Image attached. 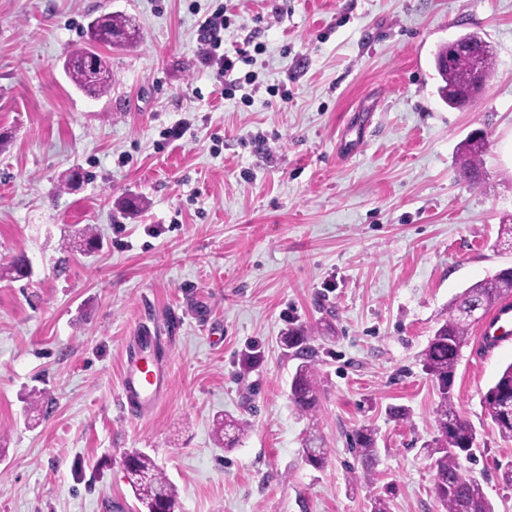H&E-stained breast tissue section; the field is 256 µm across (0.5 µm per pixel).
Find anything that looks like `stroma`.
I'll return each instance as SVG.
<instances>
[{
	"label": "stroma",
	"mask_w": 512,
	"mask_h": 512,
	"mask_svg": "<svg viewBox=\"0 0 512 512\" xmlns=\"http://www.w3.org/2000/svg\"><path fill=\"white\" fill-rule=\"evenodd\" d=\"M219 6L225 53L254 58L232 94L198 50ZM104 14L139 38L104 48L112 84L93 97L64 62ZM470 32L494 69L453 109L434 56ZM477 130L474 184L458 147ZM511 143L512 0H0V512H138L135 449L178 512H371L377 498L444 512L420 355L456 295L512 265L495 246L512 224ZM75 168L84 181L65 189ZM85 227L99 246L71 250ZM145 326L170 387L128 416L120 374ZM291 329L318 352L310 415L290 399ZM478 332L453 385L479 442L462 467L512 512V438L481 406L512 344L478 350ZM225 414L245 425L232 448L213 433ZM362 427L378 450L367 480ZM352 443L354 444V450L358 453V456L361 457L366 466V472L363 474L365 478L370 471L369 466L375 461L376 448L374 436L369 428L363 427L355 431Z\"/></svg>",
	"instance_id": "obj_1"
}]
</instances>
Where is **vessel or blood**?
<instances>
[{
    "label": "vessel or blood",
    "instance_id": "obj_1",
    "mask_svg": "<svg viewBox=\"0 0 512 512\" xmlns=\"http://www.w3.org/2000/svg\"><path fill=\"white\" fill-rule=\"evenodd\" d=\"M480 340L505 343L512 339V300L499 304L479 331ZM158 338L143 331L128 351L123 365L120 399L128 413L153 409L165 397L169 387V370L155 353Z\"/></svg>",
    "mask_w": 512,
    "mask_h": 512
}]
</instances>
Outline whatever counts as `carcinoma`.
<instances>
[{"instance_id":"cac0c4a2","label":"carcinoma","mask_w":512,"mask_h":512,"mask_svg":"<svg viewBox=\"0 0 512 512\" xmlns=\"http://www.w3.org/2000/svg\"><path fill=\"white\" fill-rule=\"evenodd\" d=\"M128 25L125 20L106 15L95 20L96 32L86 33V46L76 51L66 65L68 76L77 87L94 95L107 91L112 84V73L95 47L98 44L114 46L130 42L134 34L128 30ZM434 62L443 82L438 88L442 99L451 107L465 106L472 94L469 85L463 81L471 67L469 57L458 55L449 59L447 48L443 47ZM462 148L467 161L465 171L477 183L480 180L477 160L482 153L483 142L467 139ZM509 297H512V267L502 268L492 276L473 283L449 306L448 318L436 329L422 352L423 370L437 383L440 394L435 417L439 433L427 445V456L435 471V493L445 512H495L480 483L462 472L461 460L473 456L476 435L468 422L457 424L459 413L455 409L452 387L471 325L469 310L477 306L485 315ZM284 344L294 350V357L301 360L291 381L290 398L300 412L311 414L318 404L314 373L316 352L299 330L288 332ZM482 408L499 433L512 438V364L486 391ZM243 430V424L232 416L216 420L217 438L228 447L237 441ZM352 443L365 466L372 465L376 448L371 430L364 427L356 430ZM124 467L127 483L143 512H176V491L148 454L137 449L130 452L124 459Z\"/></svg>"}]
</instances>
